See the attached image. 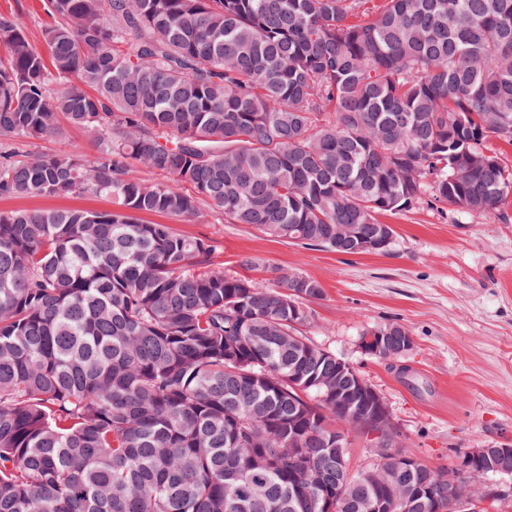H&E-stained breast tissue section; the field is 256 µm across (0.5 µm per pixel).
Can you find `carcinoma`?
I'll return each instance as SVG.
<instances>
[{"instance_id":"1","label":"carcinoma","mask_w":512,"mask_h":512,"mask_svg":"<svg viewBox=\"0 0 512 512\" xmlns=\"http://www.w3.org/2000/svg\"><path fill=\"white\" fill-rule=\"evenodd\" d=\"M41 4L43 52L0 13V138L69 124L96 153L0 149V196L114 208L0 212V512H292L306 465L330 512L386 495L390 512H458L411 451L410 472L350 466L367 401L336 402L352 374L301 332L319 281L226 275L213 240L139 215L206 205L341 255L420 203L512 220V168L488 147L512 146V0ZM379 332L411 337L363 336ZM493 465L471 475L479 503ZM112 200L107 197L82 196H39V197H1L0 211L15 210H58L69 208H82L93 211L112 210Z\"/></svg>"}]
</instances>
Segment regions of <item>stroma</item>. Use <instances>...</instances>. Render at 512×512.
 Returning a JSON list of instances; mask_svg holds the SVG:
<instances>
[{
  "instance_id": "35a3bbf8",
  "label": "stroma",
  "mask_w": 512,
  "mask_h": 512,
  "mask_svg": "<svg viewBox=\"0 0 512 512\" xmlns=\"http://www.w3.org/2000/svg\"><path fill=\"white\" fill-rule=\"evenodd\" d=\"M108 211L94 195L1 197L0 211ZM396 236L387 252L344 256L305 249L209 212L175 230L216 240V262L269 280L291 268L320 281L307 335L347 359L383 396L407 450L435 465L460 448L512 447V221L450 215L420 205L385 215ZM386 322L404 325L413 347L398 361L365 355L361 336Z\"/></svg>"
}]
</instances>
